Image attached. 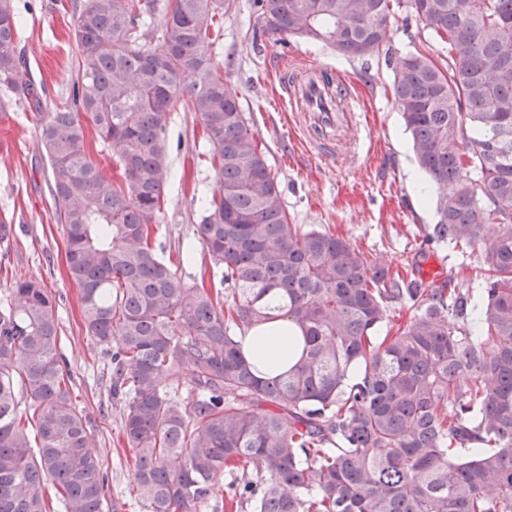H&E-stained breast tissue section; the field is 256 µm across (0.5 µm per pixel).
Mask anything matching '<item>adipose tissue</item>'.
Listing matches in <instances>:
<instances>
[{
	"instance_id": "obj_1",
	"label": "adipose tissue",
	"mask_w": 512,
	"mask_h": 512,
	"mask_svg": "<svg viewBox=\"0 0 512 512\" xmlns=\"http://www.w3.org/2000/svg\"><path fill=\"white\" fill-rule=\"evenodd\" d=\"M300 328L287 318L279 317L252 329L242 340L246 358L256 363L261 374H277L292 361V339Z\"/></svg>"
}]
</instances>
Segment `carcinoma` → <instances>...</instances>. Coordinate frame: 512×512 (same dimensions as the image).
Masks as SVG:
<instances>
[{
    "label": "carcinoma",
    "instance_id": "1",
    "mask_svg": "<svg viewBox=\"0 0 512 512\" xmlns=\"http://www.w3.org/2000/svg\"><path fill=\"white\" fill-rule=\"evenodd\" d=\"M448 56L399 58L394 101L437 222L425 241L473 247L488 225L482 306L424 288L347 239L291 224L279 182L213 48L232 0H83L72 98L48 102L0 0V105L34 108L67 272L112 397L144 512H512V0H396ZM268 35L356 58L385 40L391 0H255ZM164 15L147 38L143 17ZM193 112L219 193L197 236L225 289L186 283L159 250L171 114ZM119 169L101 175L84 123ZM416 310L379 335L391 309ZM277 309L302 331L288 372L259 377L240 335ZM54 299L17 277L0 306V512H104L105 476L57 352ZM188 372L186 395L171 380ZM455 413L448 415V405Z\"/></svg>",
    "mask_w": 512,
    "mask_h": 512
}]
</instances>
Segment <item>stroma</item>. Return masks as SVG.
<instances>
[{
    "mask_svg": "<svg viewBox=\"0 0 512 512\" xmlns=\"http://www.w3.org/2000/svg\"><path fill=\"white\" fill-rule=\"evenodd\" d=\"M81 2L14 0L27 67L58 102L67 98L78 75L73 30ZM418 49L435 54L441 47L405 7L396 9L378 51L349 58L303 38L263 35L254 0H234L224 16L215 59L222 64L219 76L236 84L240 108L265 146L291 223L330 230L395 270L416 263L418 250L426 249L427 264L440 269V283L476 291L484 277L482 246L462 250L423 242L424 228L437 221L433 191L392 94L397 59ZM290 63L302 72L318 66L340 74L365 100L367 123L329 135L330 141L359 153L355 167L319 159L304 136L303 119L279 101V81ZM167 142L171 176L160 240L183 281L219 287L221 274L195 234L200 200L219 189L214 171L198 160L210 150L199 119L190 112L173 113ZM0 219L15 226L12 239L0 243V301L18 276L40 279L51 292L60 364L72 376V396L88 420L91 449L103 463L105 512H141L131 486L130 451L119 440L121 404L109 391L108 346L88 336L82 321L79 289L67 275L62 227L54 217L35 119L23 99L0 108ZM188 251L193 254L189 260L184 257Z\"/></svg>",
    "mask_w": 512,
    "mask_h": 512,
    "instance_id": "stroma-1",
    "label": "stroma"
}]
</instances>
